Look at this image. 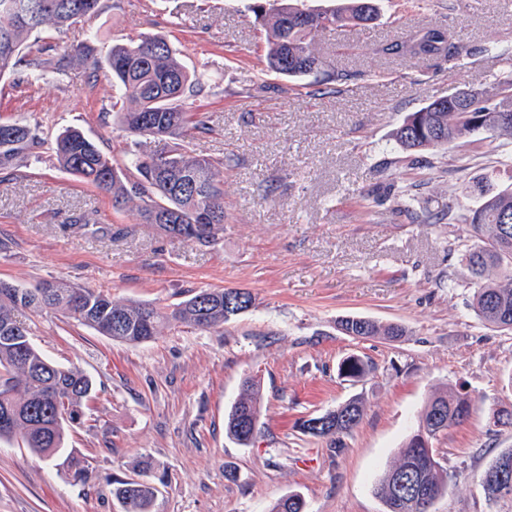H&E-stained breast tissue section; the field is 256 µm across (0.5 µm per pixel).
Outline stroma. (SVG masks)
<instances>
[{"instance_id":"stroma-1","label":"stroma","mask_w":512,"mask_h":512,"mask_svg":"<svg viewBox=\"0 0 512 512\" xmlns=\"http://www.w3.org/2000/svg\"><path fill=\"white\" fill-rule=\"evenodd\" d=\"M89 27L54 40L57 52L98 33L99 50L152 33L209 87L193 100L211 131L200 152L224 159V229L209 243H177L144 224L135 203L62 170L51 148L74 125L114 160L133 140L119 124V92L71 61L63 80H0V119L38 127L39 159L0 170V279L22 287L62 280L97 288L114 302L172 307L202 288H242L255 306L207 331L165 329L127 345L52 311L24 312L32 341L51 362L93 382L81 423L65 447L85 457L86 482L60 460L17 441L0 442V512H122L112 482L150 456L165 484L154 512H268L300 494L307 512H386L373 493L432 393L455 387L475 408L434 442L448 490L432 512H512L489 503L479 476L512 448V331L482 323L473 287L451 239L462 224H424L423 210L477 206L473 182L512 187V138L468 136L413 162L393 133L424 103L464 86L484 88L512 73V0H378L365 26L326 30L315 45L325 68L350 72L333 94H312L308 77L266 67L268 36L254 0H102ZM437 29L483 46L454 65L385 54L387 45ZM87 213L88 228L70 224ZM358 315L400 323L405 341L357 340L336 321ZM355 355L368 365L353 382L338 374ZM260 380V433L243 447L224 418L242 381ZM365 415L341 444L303 435L300 421L352 396ZM232 467L236 479L224 476Z\"/></svg>"}]
</instances>
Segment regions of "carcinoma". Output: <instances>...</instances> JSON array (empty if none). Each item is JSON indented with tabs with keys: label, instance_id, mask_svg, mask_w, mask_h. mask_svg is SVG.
<instances>
[{
	"label": "carcinoma",
	"instance_id": "1",
	"mask_svg": "<svg viewBox=\"0 0 512 512\" xmlns=\"http://www.w3.org/2000/svg\"><path fill=\"white\" fill-rule=\"evenodd\" d=\"M14 0H0V78L18 70L36 84L47 77L67 75L70 59L92 61L94 72L116 81L132 107L119 113L121 127L134 138L125 160L112 161L82 129L68 126L58 134L54 154L60 167L98 189L112 194L117 204L141 202L139 216L157 224L181 242H210L224 224V162L197 152L189 131L202 136L211 132L208 116L192 111L191 99L205 89L204 76L190 74L167 40L143 35L128 43H115L100 57L94 40L81 43L65 56L51 47L34 48L44 36L65 33L70 27L97 16L102 0H28L32 13L10 8ZM374 0H345L340 6L310 12L294 0H255L253 12L269 32L267 67L289 78L312 76L324 93L330 83L346 80L348 73L330 74L316 53L319 32L359 24L375 17ZM425 60L451 62L461 47L439 30H430L408 45L389 47ZM512 87V74L496 82L493 92L475 91L466 103L456 95L437 98L410 113L396 129L399 146L410 154L445 150L456 140L478 130L468 114L482 115L485 129L512 138V119L503 122L501 91ZM164 142L159 151L140 149L141 140ZM42 141L38 130L20 121L0 120V169L37 157ZM479 204L464 212L443 214L426 211L422 221L441 224L455 221L467 226L469 237L458 243L462 260L471 274L472 308L484 324L512 330V188L498 189L490 182L475 185ZM254 306L252 294L238 288L202 289L172 309L147 303L119 304L101 290L42 280L19 293V288L0 280V441L20 440L23 447L44 458L63 450L66 430L80 420L92 391L91 380L76 366L47 360L31 340V327L19 319L29 310H51L89 327L103 336L130 345L150 342L163 329L184 325L206 331L224 326ZM340 330L355 338L381 336L399 342L408 335L399 323L381 324L362 316L337 321ZM340 375L360 379L365 362L348 356L339 364ZM260 383L248 377L224 419L227 434L249 445L259 433ZM473 399L467 392L447 389L434 394L418 417L417 429L399 449L398 461L384 470L373 485L386 512H431L435 500L448 490V481L432 441L452 426L469 419ZM365 404L353 397L325 412L327 419L312 426L302 421L300 432L311 437H334L336 442L361 423ZM512 460V448L499 453L480 477L487 500L512 501V489H500L494 469L503 458ZM64 464L74 478L88 479L85 458L69 453ZM139 479L112 482V496L123 512H152L158 488L145 475L154 469L149 459L134 463ZM305 500L291 493L275 500L269 512H306Z\"/></svg>",
	"mask_w": 512,
	"mask_h": 512
}]
</instances>
